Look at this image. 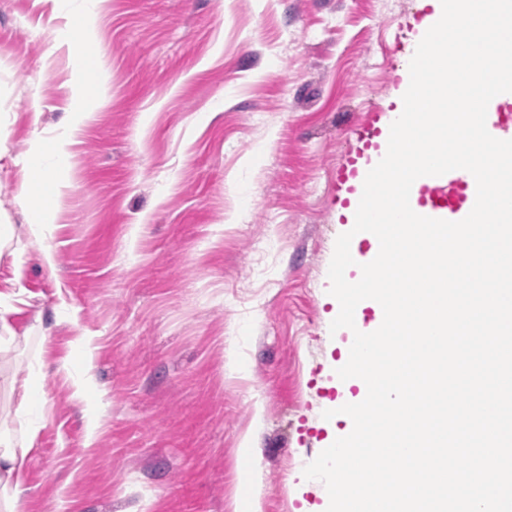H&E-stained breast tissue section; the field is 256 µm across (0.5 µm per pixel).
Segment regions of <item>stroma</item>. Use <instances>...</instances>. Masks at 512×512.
<instances>
[{
    "instance_id": "35a3bbf8",
    "label": "stroma",
    "mask_w": 512,
    "mask_h": 512,
    "mask_svg": "<svg viewBox=\"0 0 512 512\" xmlns=\"http://www.w3.org/2000/svg\"><path fill=\"white\" fill-rule=\"evenodd\" d=\"M421 0H0V212L40 143L91 113L9 320L0 422L37 377L24 512H324L303 476L346 337L328 269L336 168L400 92ZM105 47L99 91L85 49ZM50 248L54 269L41 260ZM83 397H75V387Z\"/></svg>"
}]
</instances>
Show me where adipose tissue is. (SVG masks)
I'll return each instance as SVG.
<instances>
[{
	"mask_svg": "<svg viewBox=\"0 0 512 512\" xmlns=\"http://www.w3.org/2000/svg\"><path fill=\"white\" fill-rule=\"evenodd\" d=\"M81 131L78 123L67 125L63 138L44 146L43 164L37 170L28 171L17 195L31 220L25 227L27 238L39 239L45 231L43 208L37 207L33 194L41 186L53 185L59 171V161L63 156L64 144L73 142ZM34 381H27L23 387L21 400L16 408L17 430L0 429V512H21V504L16 495L14 481L21 473L25 458L32 448L36 430L27 418V409L32 396Z\"/></svg>",
	"mask_w": 512,
	"mask_h": 512,
	"instance_id": "obj_1",
	"label": "adipose tissue"
}]
</instances>
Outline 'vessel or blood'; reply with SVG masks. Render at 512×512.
Instances as JSON below:
<instances>
[{
    "instance_id": "b4317fda",
    "label": "vessel or blood",
    "mask_w": 512,
    "mask_h": 512,
    "mask_svg": "<svg viewBox=\"0 0 512 512\" xmlns=\"http://www.w3.org/2000/svg\"><path fill=\"white\" fill-rule=\"evenodd\" d=\"M397 115L393 112L374 113L369 124L358 136V146L345 159L336 172L338 185L349 183L363 185L370 161L369 151L375 146V139L382 131L388 130ZM419 197L416 202L417 214L437 218H465L476 200V182L473 176L462 177L451 171L441 176L419 178Z\"/></svg>"
}]
</instances>
